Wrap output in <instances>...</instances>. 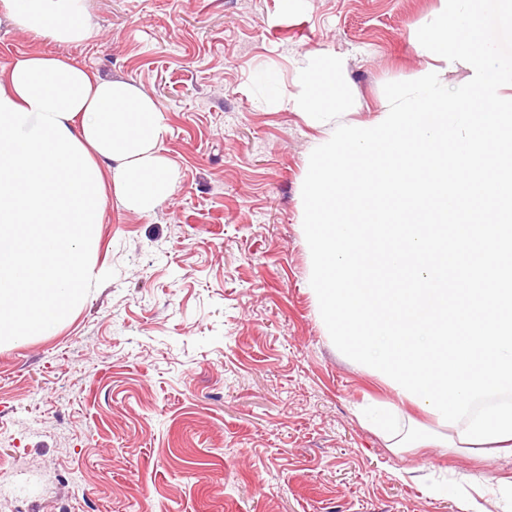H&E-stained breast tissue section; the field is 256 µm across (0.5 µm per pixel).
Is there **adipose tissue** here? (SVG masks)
Returning <instances> with one entry per match:
<instances>
[{
  "label": "adipose tissue",
  "mask_w": 512,
  "mask_h": 512,
  "mask_svg": "<svg viewBox=\"0 0 512 512\" xmlns=\"http://www.w3.org/2000/svg\"><path fill=\"white\" fill-rule=\"evenodd\" d=\"M1 1L33 35H92L84 0ZM165 131L153 97L131 82L44 54L0 72V338L48 335L83 299L104 175L139 213L173 194Z\"/></svg>",
  "instance_id": "ef3b65f1"
}]
</instances>
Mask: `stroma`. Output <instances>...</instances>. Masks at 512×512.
Here are the masks:
<instances>
[{
	"label": "stroma",
	"mask_w": 512,
	"mask_h": 512,
	"mask_svg": "<svg viewBox=\"0 0 512 512\" xmlns=\"http://www.w3.org/2000/svg\"><path fill=\"white\" fill-rule=\"evenodd\" d=\"M84 5L76 43L0 6V69L41 53L139 86L178 178L147 214L108 195L82 303L0 342V512H460L471 481L512 475V457L369 429L363 409L398 397L336 350L310 285L309 155L336 125L386 118L383 87L430 64L417 31L444 0ZM329 63L334 110L315 126L297 102Z\"/></svg>",
	"instance_id": "stroma-1"
}]
</instances>
